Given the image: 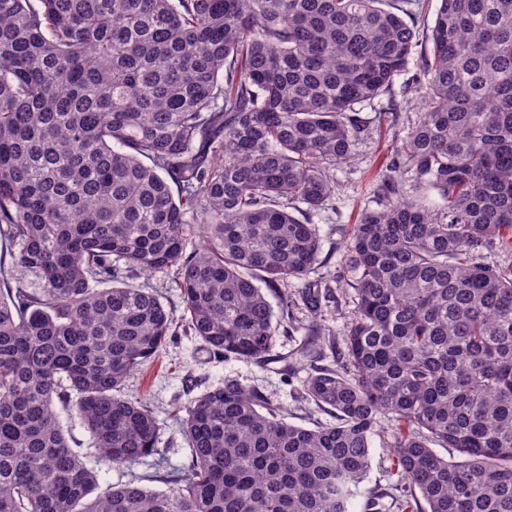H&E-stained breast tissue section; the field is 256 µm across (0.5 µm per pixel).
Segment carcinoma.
Masks as SVG:
<instances>
[{"label": "carcinoma", "instance_id": "cac0c4a2", "mask_svg": "<svg viewBox=\"0 0 512 512\" xmlns=\"http://www.w3.org/2000/svg\"><path fill=\"white\" fill-rule=\"evenodd\" d=\"M394 6L0 0V235L19 246L0 259V512H350L382 414L405 425L402 512H512V265L484 260L512 251V0H440L422 117L345 241L343 346L304 381L332 421L226 383L185 408L173 488L91 500L97 471L55 411L76 393L108 465L161 454L123 394L173 330L138 274L173 271L216 357L265 358L294 332L280 288L319 259L326 166L419 43Z\"/></svg>", "mask_w": 512, "mask_h": 512}]
</instances>
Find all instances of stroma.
<instances>
[{
  "label": "stroma",
  "mask_w": 512,
  "mask_h": 512,
  "mask_svg": "<svg viewBox=\"0 0 512 512\" xmlns=\"http://www.w3.org/2000/svg\"><path fill=\"white\" fill-rule=\"evenodd\" d=\"M420 65L419 55L412 56L406 70L396 77L392 92L363 108L360 116L369 127L368 135L355 143L348 162L330 167L333 192L322 209L310 213L312 223L320 230L321 254L308 277L293 281L287 288L296 332L277 337L267 360L215 357L198 338L186 332L182 290L173 273L161 271L136 278V285L152 290L175 321L174 336L127 378L124 388L125 395L141 399L156 417L166 469L184 468L190 460L189 448L174 419L176 411L227 381L258 387L292 423L311 428L329 422V413L305 397L302 382L306 370L289 371L286 358L304 342L314 320L325 326L336 343L345 339L353 308L346 291L349 274L343 258L345 230L359 222L365 209L375 208L376 187L386 175L407 128L419 116ZM310 289L323 297L315 316L310 315L304 301ZM57 412L73 450L97 471L100 488L117 487L138 477L150 490L168 491V483L156 477L149 462L112 468L100 463L93 437L82 421L65 407H58ZM397 428L391 417L379 416L371 438L370 470L353 493L351 512H367L366 504L374 496L379 499L381 512H399L406 488L396 473L391 450Z\"/></svg>",
  "instance_id": "1"
}]
</instances>
